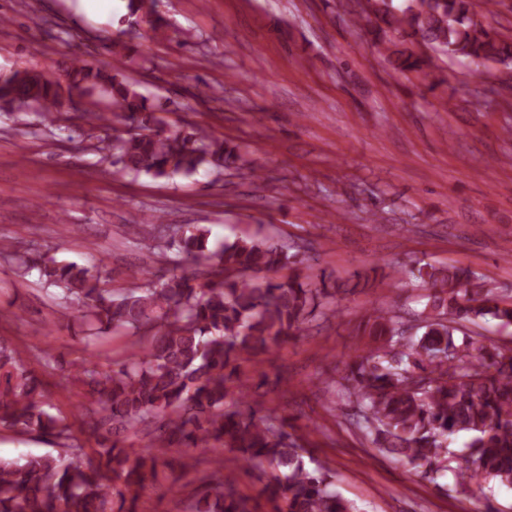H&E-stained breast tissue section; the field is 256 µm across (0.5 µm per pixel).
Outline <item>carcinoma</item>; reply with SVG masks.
Here are the masks:
<instances>
[{
  "mask_svg": "<svg viewBox=\"0 0 512 512\" xmlns=\"http://www.w3.org/2000/svg\"><path fill=\"white\" fill-rule=\"evenodd\" d=\"M362 19L387 61L400 71L419 72L431 56L466 62L482 76L494 64H512V35L485 26L471 0H368ZM129 16L170 39L151 17L145 0H128ZM3 103L15 112L32 106L53 124L62 119L64 94L75 120L91 126L111 122L131 128L100 141L97 150L118 158L126 174L170 179L200 170L238 166L242 148L192 124L172 129L136 81L75 54L60 78L16 70L0 80ZM96 102L78 110L80 101ZM171 231L158 247V281L120 291L96 267L59 262L33 249L13 248L9 257L24 274L57 290L56 298L78 305L77 318L89 344L105 336L136 337L139 352L105 369L85 361L63 366L46 349L35 355L42 371L68 370L81 389L74 421L51 412L43 378L29 357L0 337V429L34 433L57 452L0 458V512H138V492L164 479V468L187 466L183 448L226 454L225 469L200 490L183 512H355L333 488L329 464L309 457L302 436L288 433V418L264 410L254 399L275 388L279 375L254 377L248 367L325 312L334 296L326 280L312 285L298 275L267 277L292 258L269 236H243L209 246L210 230L195 225ZM413 276L430 288L420 334L405 335L396 316L376 310L363 335L374 343L346 363L340 392L355 404V425L372 443L425 468L435 480L455 455L448 437L471 434L470 464L457 480L512 486V348L479 341L457 344L464 322L495 320L512 326V302L471 270L423 264ZM139 425L152 427L145 448H125L115 436ZM96 447L86 451L80 434ZM262 484L261 498L240 493L241 477Z\"/></svg>",
  "mask_w": 512,
  "mask_h": 512,
  "instance_id": "cac0c4a2",
  "label": "carcinoma"
}]
</instances>
